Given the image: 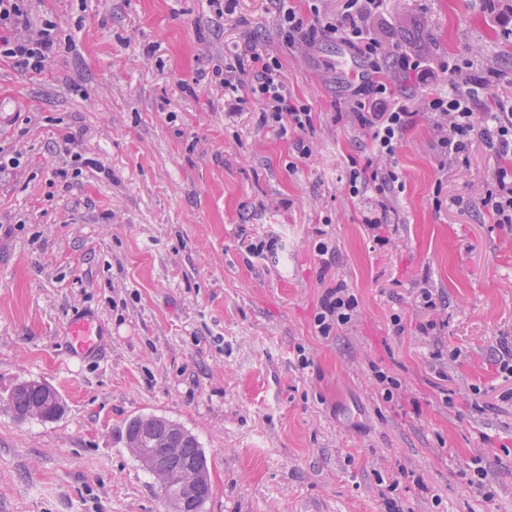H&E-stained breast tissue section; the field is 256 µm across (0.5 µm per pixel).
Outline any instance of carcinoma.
Returning a JSON list of instances; mask_svg holds the SVG:
<instances>
[{
    "label": "carcinoma",
    "instance_id": "cac0c4a2",
    "mask_svg": "<svg viewBox=\"0 0 512 512\" xmlns=\"http://www.w3.org/2000/svg\"><path fill=\"white\" fill-rule=\"evenodd\" d=\"M50 393L49 387L43 384L20 383L10 394L9 404L16 416L22 419L29 414L31 407L46 403ZM125 437L128 444L150 440L153 453L163 459L166 458L169 446L180 448V458L173 470L189 466L200 473L198 496L190 509L192 512H201L203 504L210 498L212 488L207 458L195 436L165 417L148 415L131 419L126 425Z\"/></svg>",
    "mask_w": 512,
    "mask_h": 512
}]
</instances>
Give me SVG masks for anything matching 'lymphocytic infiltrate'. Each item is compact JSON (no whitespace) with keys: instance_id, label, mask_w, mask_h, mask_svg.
Masks as SVG:
<instances>
[{"instance_id":"obj_1","label":"lymphocytic infiltrate","mask_w":512,"mask_h":512,"mask_svg":"<svg viewBox=\"0 0 512 512\" xmlns=\"http://www.w3.org/2000/svg\"><path fill=\"white\" fill-rule=\"evenodd\" d=\"M384 0H344V11L338 17H325L312 8L311 18H304L292 6L282 5L279 26L287 44H316L317 40H335L348 46L369 70L363 78L356 107L360 125L367 129L374 158L393 157L400 136L411 115L405 105L392 103L393 90L380 77L381 44L371 37L368 20L382 8ZM13 31V38L0 37V56L16 59L31 70H42L56 51L55 26L43 20L32 28L26 0H0V30ZM224 93L239 100L241 93L262 104L261 122L278 128L280 133L299 132L311 124L310 109L293 100L280 74V63L272 56L247 49L244 57L224 66ZM424 108L440 128L438 146L445 154L456 156L465 151L476 136L493 144L501 157L512 155V105L495 101L493 112L479 116L473 112L470 96L452 91L435 94L424 101ZM497 224H512V168L498 167L493 174V187L482 201ZM358 302L346 289H327L314 327L322 336L337 334L350 324Z\"/></svg>"}]
</instances>
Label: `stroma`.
I'll return each instance as SVG.
<instances>
[{
	"mask_svg": "<svg viewBox=\"0 0 512 512\" xmlns=\"http://www.w3.org/2000/svg\"><path fill=\"white\" fill-rule=\"evenodd\" d=\"M29 12L55 22L59 50L39 72L0 57V512H168L125 443L140 415L200 441L203 512H512V382L496 365L512 227L480 205L502 161L480 137L441 153L423 101L446 76L393 64L465 59L512 98V0H385L370 18L413 113L383 197L349 192L372 155L361 62L333 40L284 43L276 0ZM248 47L310 108L303 134L260 126L249 99L230 110L216 72ZM368 204L386 207L387 244ZM336 286L358 312L324 338L313 318ZM80 311L105 328L83 361L65 352ZM379 372L401 384L393 401ZM28 380L59 394L60 417H14Z\"/></svg>",
	"mask_w": 512,
	"mask_h": 512,
	"instance_id": "1",
	"label": "stroma"
}]
</instances>
